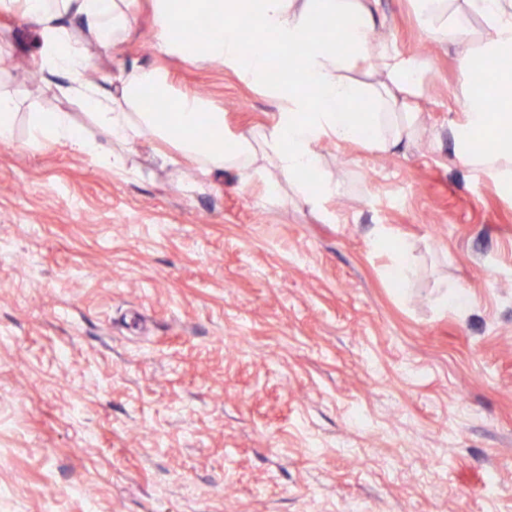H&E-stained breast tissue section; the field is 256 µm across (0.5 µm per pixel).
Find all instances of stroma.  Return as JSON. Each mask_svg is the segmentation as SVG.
Wrapping results in <instances>:
<instances>
[{"label":"stroma","mask_w":512,"mask_h":512,"mask_svg":"<svg viewBox=\"0 0 512 512\" xmlns=\"http://www.w3.org/2000/svg\"><path fill=\"white\" fill-rule=\"evenodd\" d=\"M378 39L427 69L417 137L321 146L320 209L265 178L164 166L144 135L120 170L61 141L0 142V512H512V196L450 137L467 73L409 0ZM32 22L0 13L20 114L68 112L31 83ZM150 0L113 71L271 124L280 104L219 63L155 48ZM407 243L404 287L384 276ZM454 295L442 306V294Z\"/></svg>","instance_id":"stroma-1"}]
</instances>
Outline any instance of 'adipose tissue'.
<instances>
[{"label":"adipose tissue","mask_w":512,"mask_h":512,"mask_svg":"<svg viewBox=\"0 0 512 512\" xmlns=\"http://www.w3.org/2000/svg\"><path fill=\"white\" fill-rule=\"evenodd\" d=\"M249 25L263 42L245 52L230 22L241 0H152L157 47L198 62L224 64L279 100L276 121L257 130L224 134V112L198 95L174 94L162 73L120 70L109 86L88 81L94 50L115 45L133 27L139 0H0V13L23 9L36 25L38 66L45 77L66 75L67 95L89 112L103 137L90 140L66 112H33L28 142L63 140L102 168L122 166L121 149H134L143 134L164 143L161 165L196 164L202 175L229 173L240 182L270 176L272 195L289 186L313 206L338 194L341 184L323 165L320 144L359 143L387 152L413 140L421 125L416 98L426 91L425 71L413 57L377 40L376 0H256ZM421 27L442 45L460 48L463 59L480 56L495 76L492 87L466 84L459 105L466 114L452 137L464 162L498 176L512 193V113L487 112L489 96L512 100V0H411ZM206 17L213 35L195 46L184 33ZM479 19L480 28L470 25ZM342 27L343 44L316 39L317 31ZM278 50L288 70L265 80L269 53ZM151 87L169 103L165 112L141 108L140 90ZM220 131L202 144V125ZM494 127L491 149L475 148L476 129Z\"/></svg>","instance_id":"ef3b65f1"}]
</instances>
